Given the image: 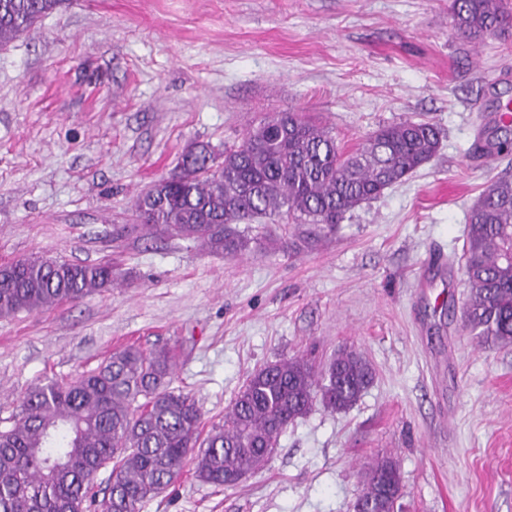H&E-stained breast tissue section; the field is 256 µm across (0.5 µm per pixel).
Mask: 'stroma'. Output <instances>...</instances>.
I'll return each instance as SVG.
<instances>
[{
    "label": "stroma",
    "instance_id": "obj_1",
    "mask_svg": "<svg viewBox=\"0 0 512 512\" xmlns=\"http://www.w3.org/2000/svg\"><path fill=\"white\" fill-rule=\"evenodd\" d=\"M451 0H64L0 48V265H118L112 288L0 317V426L47 380L134 344L177 348L174 384L204 427L247 376L354 349L375 379L349 409L314 406L235 487L185 465L142 512H350L365 466L399 465L406 512H512V347L463 326L469 208L512 153L472 159L512 89V33L462 40ZM292 108L344 150L412 118L438 153L335 232L253 224L239 256L134 229L133 205L183 152L215 155ZM295 238V249L281 240Z\"/></svg>",
    "mask_w": 512,
    "mask_h": 512
}]
</instances>
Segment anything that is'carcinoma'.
Listing matches in <instances>:
<instances>
[{
  "mask_svg": "<svg viewBox=\"0 0 512 512\" xmlns=\"http://www.w3.org/2000/svg\"><path fill=\"white\" fill-rule=\"evenodd\" d=\"M62 0H0V47L32 30ZM458 35L479 44L512 29L506 0H452ZM509 138H478L473 158L507 151ZM437 129L406 119L384 126L344 154L336 139L304 114L273 112L224 149V160L191 146L177 172L137 195L133 214L154 237L178 236L229 255L249 248L235 228L254 220L313 224L332 232L345 215L412 175L439 151ZM462 274L469 291L464 320L487 348L512 344V177L493 179L471 207ZM123 280L110 263L22 259L0 268V316L48 309ZM174 356L166 346L112 352L98 368L66 383L32 388L11 426L0 428V512H140L175 480L184 463L195 477L229 488L262 469L282 434L319 402L353 406L374 379L354 351L318 371L305 357L281 359L249 374L200 439L195 398L172 387ZM112 467L102 499L98 473ZM370 512H398L401 473L388 456L364 475Z\"/></svg>",
  "mask_w": 512,
  "mask_h": 512,
  "instance_id": "obj_1",
  "label": "carcinoma"
}]
</instances>
